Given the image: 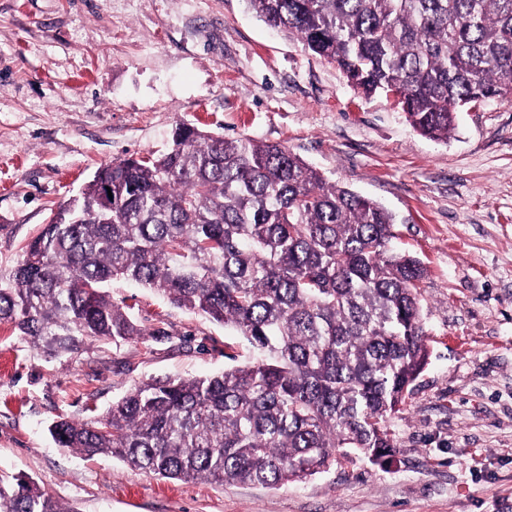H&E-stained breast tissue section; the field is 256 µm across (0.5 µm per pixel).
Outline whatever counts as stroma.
Returning a JSON list of instances; mask_svg holds the SVG:
<instances>
[{
	"instance_id": "35a3bbf8",
	"label": "stroma",
	"mask_w": 512,
	"mask_h": 512,
	"mask_svg": "<svg viewBox=\"0 0 512 512\" xmlns=\"http://www.w3.org/2000/svg\"><path fill=\"white\" fill-rule=\"evenodd\" d=\"M183 122L286 146L391 211L397 246L425 263L430 358L391 421L392 460L264 488L57 447L58 416L252 355L223 325L116 282L113 302L151 336L48 362L0 325V475L32 477L73 512H512V102L463 110L433 141L245 0H0V275L98 167L161 154Z\"/></svg>"
}]
</instances>
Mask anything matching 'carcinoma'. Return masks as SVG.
Here are the masks:
<instances>
[{
  "label": "carcinoma",
  "instance_id": "cac0c4a2",
  "mask_svg": "<svg viewBox=\"0 0 512 512\" xmlns=\"http://www.w3.org/2000/svg\"><path fill=\"white\" fill-rule=\"evenodd\" d=\"M247 2L430 139L472 103L512 101V0ZM394 224L284 146L181 124L166 153L99 167L42 225L0 281V324L50 360L156 335L110 299L123 280L232 328L251 361L142 380L49 434L168 479L298 482L351 452L391 457L388 422L427 364V269L394 248ZM0 512L75 510L15 476Z\"/></svg>",
  "mask_w": 512,
  "mask_h": 512
}]
</instances>
